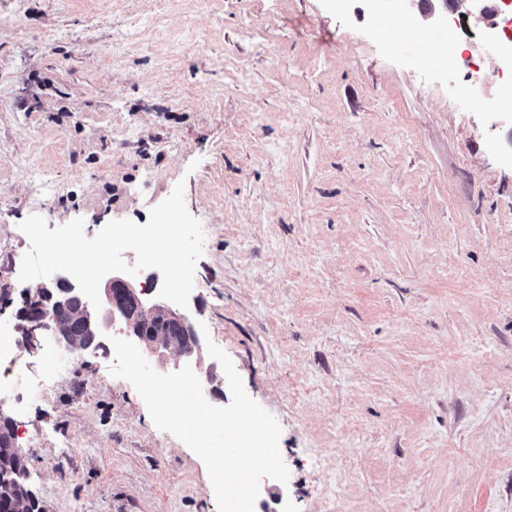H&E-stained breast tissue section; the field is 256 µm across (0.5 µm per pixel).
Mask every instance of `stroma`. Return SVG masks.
<instances>
[{"label":"stroma","mask_w":512,"mask_h":512,"mask_svg":"<svg viewBox=\"0 0 512 512\" xmlns=\"http://www.w3.org/2000/svg\"><path fill=\"white\" fill-rule=\"evenodd\" d=\"M464 95L364 0H0V267L31 215L91 237L184 183L187 313L281 427L254 512H512V120ZM147 360L232 401L207 350ZM113 361L0 398L41 512H217Z\"/></svg>","instance_id":"obj_1"}]
</instances>
